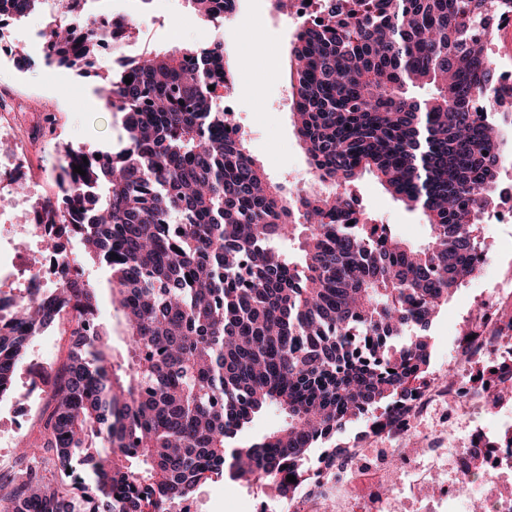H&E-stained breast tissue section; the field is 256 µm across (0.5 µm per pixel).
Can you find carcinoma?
<instances>
[{
  "label": "carcinoma",
  "instance_id": "cac0c4a2",
  "mask_svg": "<svg viewBox=\"0 0 512 512\" xmlns=\"http://www.w3.org/2000/svg\"><path fill=\"white\" fill-rule=\"evenodd\" d=\"M188 2L204 18L238 8ZM318 2L320 17L292 41L290 87L326 194H285L243 137L226 138L222 43L149 51L102 76L124 147L97 159L65 146L58 188L77 213L93 204L74 228L107 273L126 350L113 353L100 289L79 270L0 326L3 397L31 335L65 310L73 324L39 435L21 440L14 476H0V512H180L226 470L285 498L312 448L342 479L348 449L326 444L346 423L364 418L394 436L411 428L404 406L428 382L429 344L390 339L427 327L480 270L475 226L505 160L489 119L501 102L488 43L512 0ZM40 3L0 0V15L23 18ZM84 28L78 41L53 31L51 63L88 73L105 34L93 14ZM425 87L429 96L415 95ZM365 172L422 210V245L369 216L344 224ZM270 406L285 414L278 430L227 448ZM75 461L88 470L77 486L67 474Z\"/></svg>",
  "mask_w": 512,
  "mask_h": 512
}]
</instances>
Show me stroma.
Returning a JSON list of instances; mask_svg holds the SVG:
<instances>
[{
  "mask_svg": "<svg viewBox=\"0 0 512 512\" xmlns=\"http://www.w3.org/2000/svg\"><path fill=\"white\" fill-rule=\"evenodd\" d=\"M94 9L135 18L137 51L183 47L205 39L220 40L232 65L236 110L246 147L270 179L292 189L310 186L307 157L295 134L286 79L288 48L297 30L294 18L275 13L269 0H241L237 12L222 21L200 20L188 0H155L143 7L140 0H95ZM99 80L80 77L69 69L41 63L18 70L12 60L0 57V100L14 99L16 112L0 138L28 147L27 161L44 171L58 164L62 144L77 143L91 150H120V115L108 112L98 93ZM363 207L377 223L389 225L411 245L424 242L426 219L420 210L408 209L370 174L352 186ZM477 235L488 250L491 263L485 276L463 283L433 319L427 336L431 344L430 371L441 376L453 368L455 341L471 325L477 311L498 282L512 277V223L478 224ZM512 412V399L499 408L473 415L446 414L434 406L412 421L409 433L373 440L368 457L373 463L387 461L388 449L406 445L419 449L421 468L445 470L456 449L466 447L475 423H482L490 438L504 431L502 415ZM452 435H443L445 424ZM273 486L246 483L231 477L211 481L193 498L195 512H253L255 503L267 501Z\"/></svg>",
  "mask_w": 512,
  "mask_h": 512,
  "instance_id": "35a3bbf8",
  "label": "stroma"
}]
</instances>
